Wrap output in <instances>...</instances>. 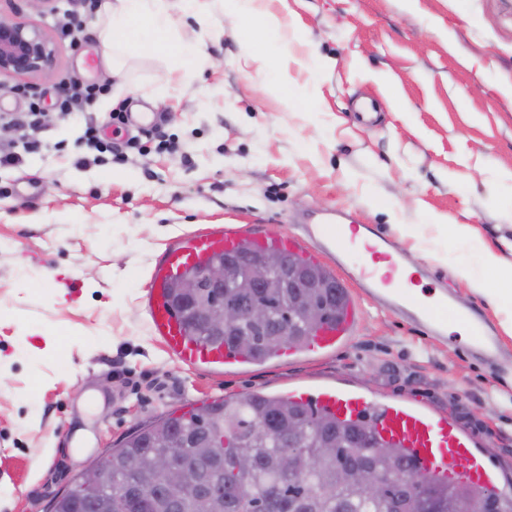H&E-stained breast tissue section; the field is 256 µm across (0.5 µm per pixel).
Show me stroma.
<instances>
[{
  "instance_id": "35a3bbf8",
  "label": "stroma",
  "mask_w": 512,
  "mask_h": 512,
  "mask_svg": "<svg viewBox=\"0 0 512 512\" xmlns=\"http://www.w3.org/2000/svg\"><path fill=\"white\" fill-rule=\"evenodd\" d=\"M200 53L132 49L120 76L103 62L86 0H0V14L52 34L56 66L32 85L43 106L36 152L0 169V512H48L85 467L162 414L255 390L323 386L403 400L448 417L512 489V312L459 274L484 247L512 275V0H263L290 40L280 69L257 73L238 20L208 0ZM80 22L74 36L57 18ZM294 91L283 104L274 85ZM124 84L87 114L62 115L67 86ZM153 112L155 125L112 113ZM138 139L127 159L97 161L79 141ZM344 210L389 237L423 292L448 289L479 311L502 366L471 336L431 335L363 296L351 340L326 353L220 371L179 361L155 335L151 272L181 236L227 225L298 230L302 215ZM469 225L466 238L444 226Z\"/></svg>"
}]
</instances>
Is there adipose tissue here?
<instances>
[{"instance_id":"ef3b65f1","label":"adipose tissue","mask_w":512,"mask_h":512,"mask_svg":"<svg viewBox=\"0 0 512 512\" xmlns=\"http://www.w3.org/2000/svg\"><path fill=\"white\" fill-rule=\"evenodd\" d=\"M204 3L205 0H104L100 20L104 26L105 61L114 63L116 50L131 46L158 55L192 58L197 45L173 38L171 13L180 11L204 26L209 19ZM225 4L241 23L249 59L258 70H269L276 62L271 37L279 30L277 21L260 8L259 0H225Z\"/></svg>"}]
</instances>
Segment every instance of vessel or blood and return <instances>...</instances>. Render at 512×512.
<instances>
[{
    "label": "vessel or blood",
    "instance_id": "vessel-or-blood-1",
    "mask_svg": "<svg viewBox=\"0 0 512 512\" xmlns=\"http://www.w3.org/2000/svg\"><path fill=\"white\" fill-rule=\"evenodd\" d=\"M245 241L257 251L276 249L307 260L326 252L334 254L337 264L347 267L350 278L365 295L382 300L412 320L425 324L433 335L448 333V322L444 318L450 307L447 293L432 295L427 301L415 295L396 277L403 261L394 242L374 232L360 234L349 215L336 210L320 214L315 223L307 225L302 236L258 232L245 240L239 233L227 230L184 237L171 246L154 269L149 315L154 332L182 362L212 367L247 363L248 357L243 353L188 336L167 290L173 278L191 267L206 264L213 254L234 251ZM456 316L476 335L480 351L491 354L497 350L496 338L487 332L480 317L464 309L457 311ZM360 318L357 304L348 303L335 323L321 327L310 336L308 350L317 353L344 343ZM300 399L342 421H353L367 411H374L379 437L404 448L418 474L484 488L496 486L500 481L471 436L447 418L421 406L389 401L375 408L363 394L338 388H324L311 395L304 393Z\"/></svg>",
    "mask_w": 512,
    "mask_h": 512
}]
</instances>
